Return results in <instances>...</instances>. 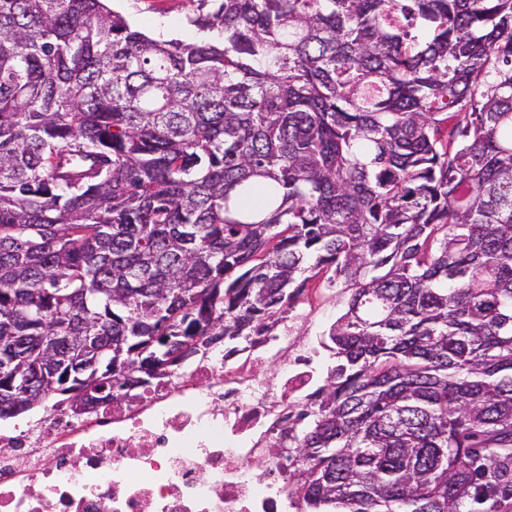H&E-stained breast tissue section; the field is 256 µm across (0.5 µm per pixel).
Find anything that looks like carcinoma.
<instances>
[{"label": "carcinoma", "mask_w": 512, "mask_h": 512, "mask_svg": "<svg viewBox=\"0 0 512 512\" xmlns=\"http://www.w3.org/2000/svg\"><path fill=\"white\" fill-rule=\"evenodd\" d=\"M0 0V355L112 400L197 336L343 311L297 414L310 512L512 506V0ZM108 4L124 14L133 27L152 37L161 35L185 42L202 37V33L186 22V17L196 8L195 0H111ZM78 351L74 353V356L72 357L71 361L73 362V365L78 366V369H80V372L82 374H86V378L84 379V384L81 386L80 391L77 394L74 393H68L70 395V398L60 403L61 409H66V407H70L75 409L76 411H81L83 409L84 402L87 401L88 396H90L91 393L97 394V395H103L104 390H101L100 392H96L94 387L95 384L91 383V381L98 378L97 383L102 382V378L99 375V369L97 367L98 365V359L95 357L91 361H87V359L91 356H85L84 354L78 355ZM82 370V371H81Z\"/></svg>", "instance_id": "cac0c4a2"}]
</instances>
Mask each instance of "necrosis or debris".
I'll return each instance as SVG.
<instances>
[{"mask_svg":"<svg viewBox=\"0 0 512 512\" xmlns=\"http://www.w3.org/2000/svg\"><path fill=\"white\" fill-rule=\"evenodd\" d=\"M296 320L211 346L143 400L0 430V512H297L291 409L314 395L326 339Z\"/></svg>","mask_w":512,"mask_h":512,"instance_id":"4bbe7bcc","label":"necrosis or debris"}]
</instances>
